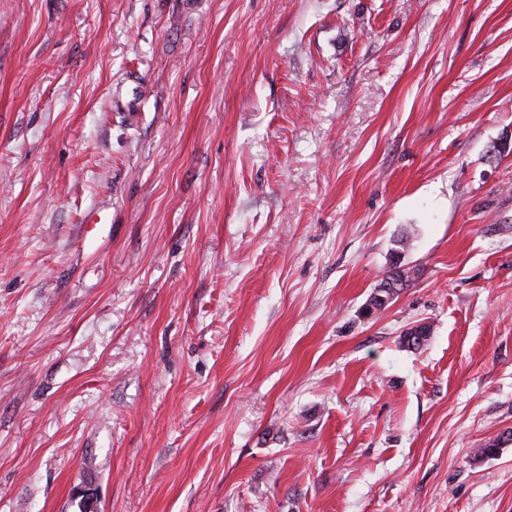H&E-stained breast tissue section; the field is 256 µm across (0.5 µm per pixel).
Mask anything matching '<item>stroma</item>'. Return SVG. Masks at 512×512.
Returning <instances> with one entry per match:
<instances>
[{"mask_svg": "<svg viewBox=\"0 0 512 512\" xmlns=\"http://www.w3.org/2000/svg\"><path fill=\"white\" fill-rule=\"evenodd\" d=\"M507 431L512 0H0V512H512ZM407 240V237H401V239H399L398 243L400 247L394 250L395 253L393 254L389 269L384 273L382 279L370 296V309L378 311L385 308L393 299V292L397 293L402 288H405L407 283L411 281V274L413 276L416 274V272L411 271V268H402L401 266V253L405 249ZM389 286H394V288H386ZM378 296L384 297L386 301L380 300Z\"/></svg>", "mask_w": 512, "mask_h": 512, "instance_id": "obj_1", "label": "stroma"}]
</instances>
